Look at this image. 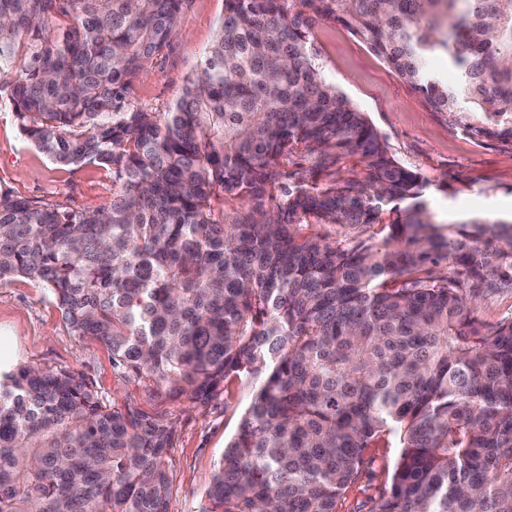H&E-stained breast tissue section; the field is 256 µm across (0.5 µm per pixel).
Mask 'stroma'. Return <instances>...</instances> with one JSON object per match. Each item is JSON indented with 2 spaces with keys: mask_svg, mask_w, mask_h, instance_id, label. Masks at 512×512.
Segmentation results:
<instances>
[{
  "mask_svg": "<svg viewBox=\"0 0 512 512\" xmlns=\"http://www.w3.org/2000/svg\"><path fill=\"white\" fill-rule=\"evenodd\" d=\"M224 0H188L171 44L147 66L129 95L132 106L165 112L181 96L210 47ZM314 46L325 80L343 93L376 129L398 164L427 183L426 202L441 231L475 217L512 221V147L477 140L427 109L375 52L331 20L316 21ZM0 190L36 201L96 210L112 201V174L94 165L52 163L20 134L6 92H0ZM12 337L16 364L65 369L91 382L104 403L162 414L176 428L169 451L170 512H199L202 496L251 402L258 383L233 381L209 405L168 398L152 381L126 374L102 343L71 334L52 297L17 278L0 284V336ZM373 463L345 493L339 512H368L388 485L397 450L379 443Z\"/></svg>",
  "mask_w": 512,
  "mask_h": 512,
  "instance_id": "1",
  "label": "stroma"
}]
</instances>
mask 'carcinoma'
Wrapping results in <instances>:
<instances>
[{
	"mask_svg": "<svg viewBox=\"0 0 512 512\" xmlns=\"http://www.w3.org/2000/svg\"><path fill=\"white\" fill-rule=\"evenodd\" d=\"M186 2L0 0L21 134L119 181L99 210L0 192V282L39 283L71 333L172 398L260 379L200 512H338L383 439L399 454L370 512H512V316H473L512 296V225L442 236L310 33L341 23L430 111L511 144L512 0H224L174 106L128 107ZM174 437L71 372L0 371V512H170ZM512 310V299L509 297H492L478 303L473 315L483 321H494Z\"/></svg>",
	"mask_w": 512,
	"mask_h": 512,
	"instance_id": "obj_1",
	"label": "carcinoma"
}]
</instances>
